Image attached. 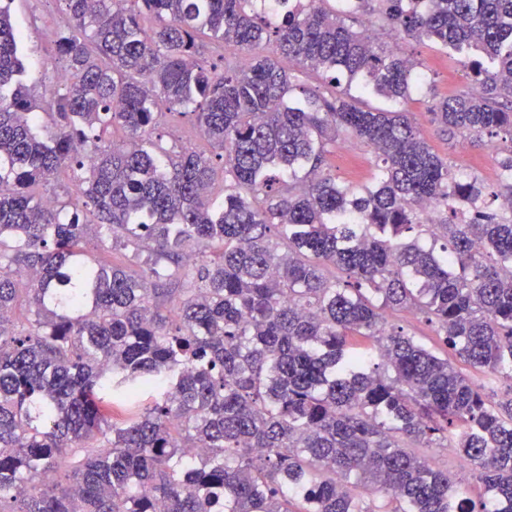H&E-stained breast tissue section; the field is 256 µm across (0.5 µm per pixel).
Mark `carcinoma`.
Masks as SVG:
<instances>
[{
    "label": "carcinoma",
    "mask_w": 512,
    "mask_h": 512,
    "mask_svg": "<svg viewBox=\"0 0 512 512\" xmlns=\"http://www.w3.org/2000/svg\"><path fill=\"white\" fill-rule=\"evenodd\" d=\"M63 2L67 90L40 112L0 4V512H512V140L489 193L364 106L422 63L353 26L459 56L478 92L432 100L442 134L512 137V0H296L275 25L251 0ZM168 115L210 153L165 148ZM342 134L370 184L325 170ZM63 169L74 192H31ZM90 228L144 268L97 261ZM410 308L446 357L387 327ZM414 442L458 449L482 494Z\"/></svg>",
    "instance_id": "cac0c4a2"
}]
</instances>
